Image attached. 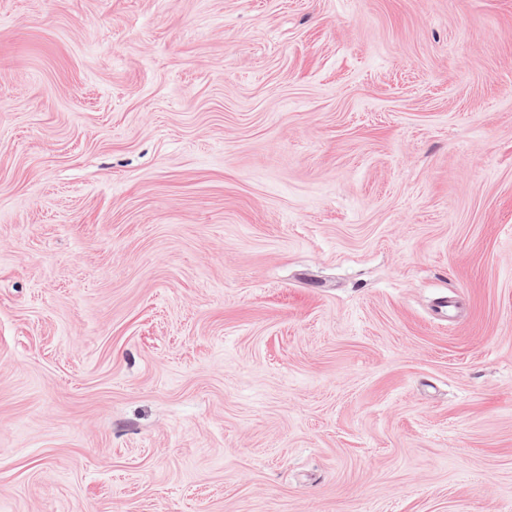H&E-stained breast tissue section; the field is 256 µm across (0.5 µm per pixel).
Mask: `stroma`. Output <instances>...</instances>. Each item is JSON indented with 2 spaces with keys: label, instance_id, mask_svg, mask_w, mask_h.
<instances>
[{
  "label": "stroma",
  "instance_id": "obj_1",
  "mask_svg": "<svg viewBox=\"0 0 512 512\" xmlns=\"http://www.w3.org/2000/svg\"><path fill=\"white\" fill-rule=\"evenodd\" d=\"M0 512H512V0H0Z\"/></svg>",
  "mask_w": 512,
  "mask_h": 512
}]
</instances>
